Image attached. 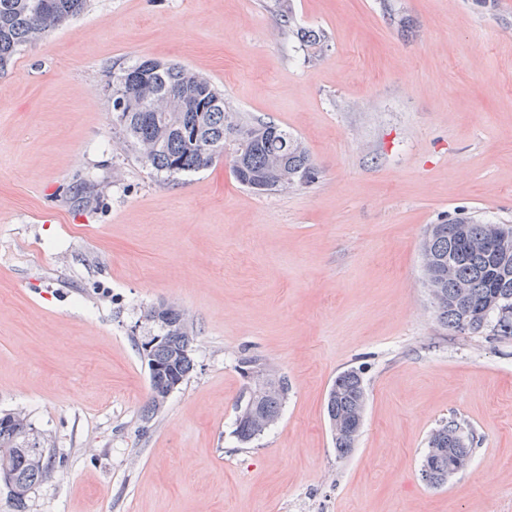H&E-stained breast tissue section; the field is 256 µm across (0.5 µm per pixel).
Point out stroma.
<instances>
[{"instance_id":"obj_1","label":"stroma","mask_w":512,"mask_h":512,"mask_svg":"<svg viewBox=\"0 0 512 512\" xmlns=\"http://www.w3.org/2000/svg\"><path fill=\"white\" fill-rule=\"evenodd\" d=\"M287 4L319 56L277 0H89L0 75V412L53 454L27 512H512V339L448 334L421 256L460 214L512 224V0ZM143 57L287 128L317 179L257 194L226 158L142 166L112 73ZM160 303L192 319L195 369L146 422L135 343ZM244 357L289 384L247 445ZM350 367L368 397L340 458L325 401ZM451 418L471 463L434 488L421 461Z\"/></svg>"}]
</instances>
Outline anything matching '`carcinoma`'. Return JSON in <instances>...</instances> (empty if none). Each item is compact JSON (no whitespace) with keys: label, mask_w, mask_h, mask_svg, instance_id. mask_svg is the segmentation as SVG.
<instances>
[{"label":"carcinoma","mask_w":512,"mask_h":512,"mask_svg":"<svg viewBox=\"0 0 512 512\" xmlns=\"http://www.w3.org/2000/svg\"><path fill=\"white\" fill-rule=\"evenodd\" d=\"M89 0H0V72L19 47L40 40L82 14ZM288 28L308 49L327 41L321 29L296 27L292 12L282 14ZM118 96L112 111L124 142L136 158L169 177L205 170L224 155L229 136L248 142L247 162L234 178L256 193L302 187L315 180L317 170L303 142L272 122L245 121L224 105V93L208 79L176 63L143 60L112 73ZM496 242V254L487 250ZM421 254L433 270L430 296L438 323L450 334L465 322L471 333L492 327L496 336L512 338V225L494 224L474 216H460L432 224L421 242ZM185 312L170 305L164 346L152 352L163 371L150 379L145 419L165 406L175 381H186L194 370L191 357L194 329H182ZM250 381L235 407L248 406L251 391L262 398L254 409L236 413L234 434L242 444L263 435L279 418L288 398V379L248 358ZM367 392L361 372L347 369L336 376L326 398V415L334 434L336 455L345 457L361 433ZM474 436L457 420L439 426L429 436L422 472L432 486L448 481V468L460 472L471 459ZM42 449L32 438L12 440L0 429V455L10 456L13 488L7 489L13 512H26L28 493L52 470L51 455L41 465L33 458Z\"/></svg>","instance_id":"carcinoma-1"}]
</instances>
